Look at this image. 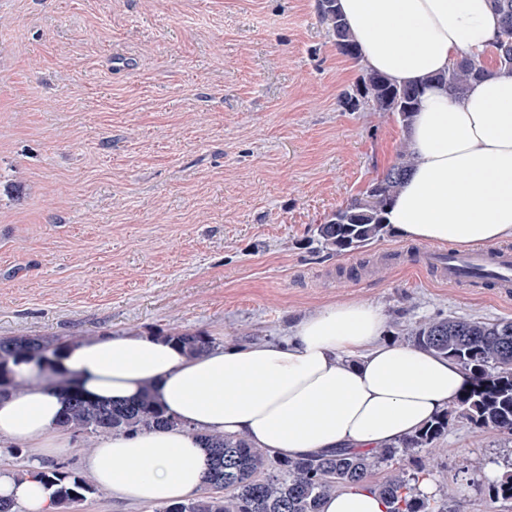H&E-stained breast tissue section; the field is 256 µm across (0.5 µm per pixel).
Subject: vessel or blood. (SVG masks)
<instances>
[{"label": "vessel or blood", "mask_w": 512, "mask_h": 512, "mask_svg": "<svg viewBox=\"0 0 512 512\" xmlns=\"http://www.w3.org/2000/svg\"><path fill=\"white\" fill-rule=\"evenodd\" d=\"M426 264L449 286L460 288L475 280L496 286L502 294L512 293V249H471L466 251H434Z\"/></svg>", "instance_id": "1"}]
</instances>
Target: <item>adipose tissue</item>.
Returning <instances> with one entry per match:
<instances>
[{
    "label": "adipose tissue",
    "mask_w": 512,
    "mask_h": 512,
    "mask_svg": "<svg viewBox=\"0 0 512 512\" xmlns=\"http://www.w3.org/2000/svg\"><path fill=\"white\" fill-rule=\"evenodd\" d=\"M361 63L408 84L447 71L460 52L482 57L499 31L489 0H339ZM413 169L388 212L403 239L459 248L512 239V72L454 97L427 88L406 133ZM371 305L330 306L293 325L285 343L186 355L165 337L127 334L60 344L55 369L94 400L152 389L175 427L102 437L84 457L98 486L139 503L178 500L202 486L204 434L246 436L291 457L334 448L385 449L453 405L470 384L459 365L384 338ZM27 388L0 399V440L35 458L71 445L61 397L11 366ZM0 499L23 512H55L39 480L0 468ZM321 512H386L363 486L329 496Z\"/></svg>",
    "instance_id": "ef3b65f1"
}]
</instances>
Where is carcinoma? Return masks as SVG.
I'll return each instance as SVG.
<instances>
[{
    "mask_svg": "<svg viewBox=\"0 0 512 512\" xmlns=\"http://www.w3.org/2000/svg\"><path fill=\"white\" fill-rule=\"evenodd\" d=\"M500 16L498 36L491 53L496 67L512 70V0H490ZM319 24L332 38L336 51L359 60L356 44L338 8V0H317ZM491 75L483 61L460 56L448 71L430 82L461 95L470 84ZM425 92L423 86H399L385 75L362 71L357 81L339 96L346 108L388 112L408 128ZM411 165V153L402 145L386 171L374 178L360 197L336 209L323 223L315 225L314 240L325 250L343 254L364 248L388 232L387 208L403 185ZM414 343L446 357L472 378V389L456 403L436 414L418 430L398 439L379 452L347 448L330 453L288 458L270 448H256L243 436L209 435L205 445L212 467L203 486L194 495L155 512H320L329 494L356 484L374 488L387 503V512H437L421 485L430 477V465L422 452L434 447L449 426L465 420L474 429L512 435V319L486 320L438 316L418 325ZM187 352L203 353L215 338L201 333L171 335ZM58 345L38 336L0 338V394L17 387L9 363L20 357L35 361L41 374L51 377ZM67 408L62 426L90 435L174 427L156 398L146 393L135 401L100 403L72 389L65 392ZM399 460L402 467L376 481V471ZM40 477L61 512L97 492L88 480L59 468L33 471ZM489 497L512 500V466L488 485Z\"/></svg>",
    "mask_w": 512,
    "mask_h": 512,
    "instance_id": "1",
    "label": "carcinoma"
}]
</instances>
